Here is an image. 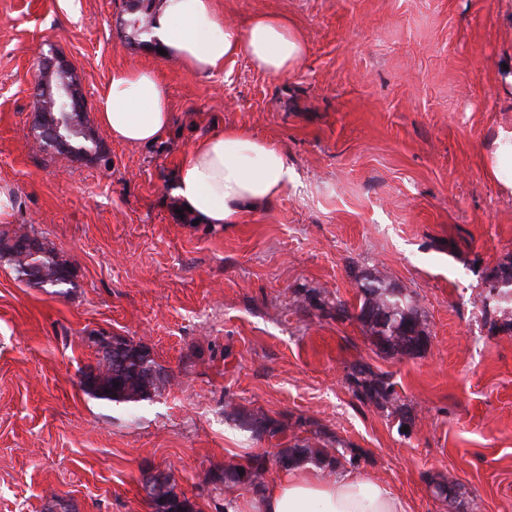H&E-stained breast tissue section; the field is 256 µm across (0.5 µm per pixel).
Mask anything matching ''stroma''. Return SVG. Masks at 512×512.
I'll list each match as a JSON object with an SVG mask.
<instances>
[{
	"instance_id": "35a3bbf8",
	"label": "stroma",
	"mask_w": 512,
	"mask_h": 512,
	"mask_svg": "<svg viewBox=\"0 0 512 512\" xmlns=\"http://www.w3.org/2000/svg\"><path fill=\"white\" fill-rule=\"evenodd\" d=\"M125 2L0 0V182L19 198L0 234L37 235L74 273L44 293L0 257V512H152L147 467L197 512H225L256 495L222 487L227 464L297 443L333 448L410 512H512V329L481 303L512 261V165L490 171L512 134V0H217L225 23L268 12L302 30L303 62L277 78L243 56L206 77L127 46ZM46 57L74 69L90 120L114 71L153 68L170 133L128 146L101 130L85 157L39 149ZM229 126L284 149L296 181L239 223L184 221L180 158ZM372 275L414 300L426 352L374 345L356 318ZM98 333L148 348L150 398L82 388ZM359 364L396 404L356 396ZM448 480L451 504L433 493Z\"/></svg>"
}]
</instances>
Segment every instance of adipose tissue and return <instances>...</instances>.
Segmentation results:
<instances>
[{
	"mask_svg": "<svg viewBox=\"0 0 512 512\" xmlns=\"http://www.w3.org/2000/svg\"><path fill=\"white\" fill-rule=\"evenodd\" d=\"M154 48L167 60L210 75L225 62L245 56L273 77L293 71L307 47L285 16L259 13L246 29L228 25L216 0H161L152 20ZM97 120L114 141L152 145L169 132L171 98L148 68L112 74L97 97ZM295 179L287 154L241 129H220L193 143L182 155L174 192L197 220L235 224L248 208L281 196ZM226 512H408L403 499L357 471L326 474L295 468L268 484L255 499L229 501Z\"/></svg>",
	"mask_w": 512,
	"mask_h": 512,
	"instance_id": "ef3b65f1",
	"label": "adipose tissue"
}]
</instances>
